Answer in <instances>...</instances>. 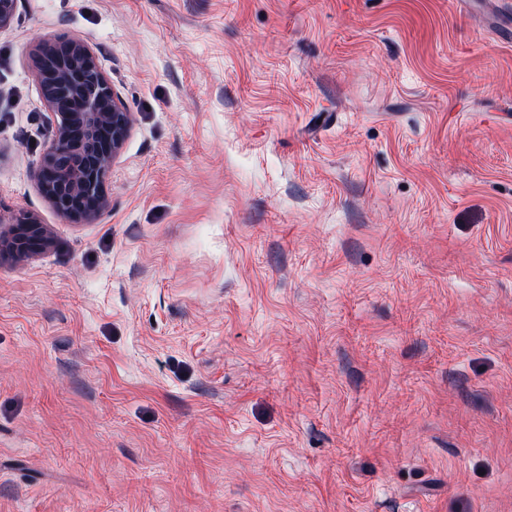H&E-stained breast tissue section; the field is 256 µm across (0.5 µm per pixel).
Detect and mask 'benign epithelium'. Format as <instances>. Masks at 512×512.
<instances>
[{
  "instance_id": "7a95c632",
  "label": "benign epithelium",
  "mask_w": 512,
  "mask_h": 512,
  "mask_svg": "<svg viewBox=\"0 0 512 512\" xmlns=\"http://www.w3.org/2000/svg\"><path fill=\"white\" fill-rule=\"evenodd\" d=\"M19 0H0V29L14 20ZM41 94L54 116V130L37 170L42 195L61 214L93 222L107 209L104 186L121 152L130 114L80 39L42 44L32 56ZM26 258L47 244V232L30 213L0 214V241Z\"/></svg>"
}]
</instances>
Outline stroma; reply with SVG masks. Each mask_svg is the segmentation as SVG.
<instances>
[{"label":"stroma","mask_w":512,"mask_h":512,"mask_svg":"<svg viewBox=\"0 0 512 512\" xmlns=\"http://www.w3.org/2000/svg\"><path fill=\"white\" fill-rule=\"evenodd\" d=\"M512 0H20L0 29V512H512ZM77 38L131 115L36 172ZM32 67L54 116L37 170L39 190L61 214L93 222L108 207L104 186L127 138L130 114L80 39L42 44ZM0 242L9 239L12 254L18 258H26L41 251L47 244V232L39 218L30 213L0 214ZM4 224L8 228L4 229Z\"/></svg>","instance_id":"1"}]
</instances>
